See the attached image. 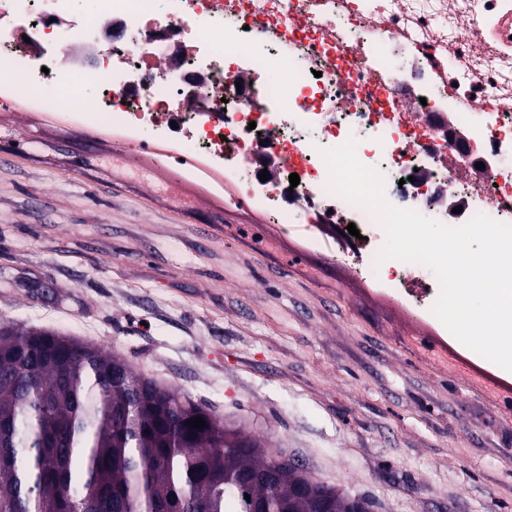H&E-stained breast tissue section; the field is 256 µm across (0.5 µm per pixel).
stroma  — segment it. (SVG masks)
<instances>
[{"label": "stroma", "instance_id": "35a3bbf8", "mask_svg": "<svg viewBox=\"0 0 512 512\" xmlns=\"http://www.w3.org/2000/svg\"><path fill=\"white\" fill-rule=\"evenodd\" d=\"M72 127L0 123V324L112 350L370 512H512V408L455 375L434 297L305 208L185 209Z\"/></svg>", "mask_w": 512, "mask_h": 512}]
</instances>
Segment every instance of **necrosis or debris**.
<instances>
[{
	"instance_id": "1",
	"label": "necrosis or debris",
	"mask_w": 512,
	"mask_h": 512,
	"mask_svg": "<svg viewBox=\"0 0 512 512\" xmlns=\"http://www.w3.org/2000/svg\"><path fill=\"white\" fill-rule=\"evenodd\" d=\"M0 0V106L21 104L78 127L123 137L136 152H161L185 176L207 179L237 205L287 218L292 207L324 223L355 224L375 262L380 226L326 188L318 153L348 139L380 169L396 207L449 226L482 213L512 223V0ZM134 37L92 59L39 57L58 24L78 41L102 20ZM157 40H147V33ZM240 69L224 70L225 53ZM270 73L265 83L258 72ZM248 79L237 90L239 79ZM95 87L88 104L74 100ZM145 129L153 138H142ZM477 140L464 153L461 140ZM288 179L260 181L254 153ZM474 169L473 180L449 163ZM435 188L419 198V184ZM461 212L451 213L449 199Z\"/></svg>"
}]
</instances>
